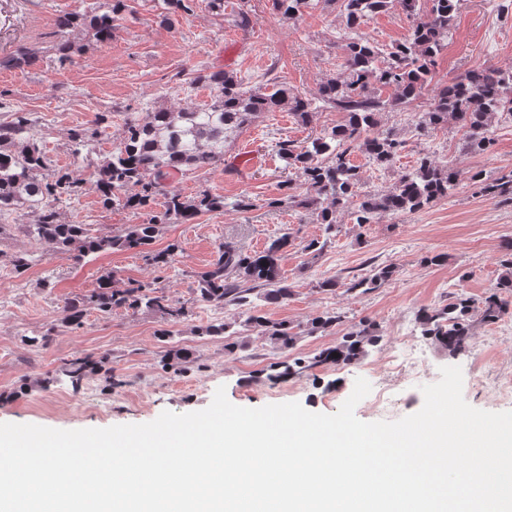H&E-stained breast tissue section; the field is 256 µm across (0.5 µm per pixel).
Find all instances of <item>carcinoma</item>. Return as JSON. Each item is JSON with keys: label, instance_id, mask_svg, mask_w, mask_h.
Segmentation results:
<instances>
[{"label": "carcinoma", "instance_id": "carcinoma-1", "mask_svg": "<svg viewBox=\"0 0 512 512\" xmlns=\"http://www.w3.org/2000/svg\"><path fill=\"white\" fill-rule=\"evenodd\" d=\"M399 2L415 19L411 34L403 42L380 46L357 29L371 15L386 12ZM339 10L349 30L345 41V70L322 81L314 93L303 94L286 82L247 90L238 77L228 71L201 73L197 80L214 90L210 102L194 108H160L142 119L128 118L122 139L113 145L97 170V186L103 205L118 203L128 209L142 210L164 198L163 210L148 215L147 222L132 224L124 233L112 235L94 230L88 224H70L61 218L58 205L72 198L74 182L68 173L51 169L50 159L37 142L32 121L25 112H16L11 121L0 123V212L25 206L34 217L26 228L34 233L48 254L78 251L79 256L114 250H145L156 239L164 224H191L202 213L221 210L224 199L206 191L186 198L167 189L174 174L208 171L224 163V144L230 135L250 125L261 112L286 108L305 124L312 112L333 109L344 113L343 123L303 146L290 140L275 144L285 166L294 170L296 181L310 193L294 191L292 181L284 182L283 196L268 203L270 207L302 208L322 225V239L313 238L303 246L305 266L317 263L331 238L339 232L337 214L353 206L351 216L358 226L374 224L382 214L416 212L448 196L457 185L468 182L479 193L512 195V170L488 181L480 172L471 173L444 162L431 154L419 157L416 164L396 174L391 187L382 192H360L364 174L353 163L354 151L363 153L380 169L393 167L405 147V141L392 129H380L381 114L404 110L427 99L426 109L414 123L421 134L431 128L453 125L463 131L461 151L483 155L494 145V123L512 121V72L478 64L449 83L432 85L436 56L454 20L455 0H428L423 9L419 0H272L273 11L288 19L315 8L317 4ZM125 0H98L83 16L62 14L56 22L57 40L51 50L59 63L72 61L77 50L69 35L80 30L97 44L112 38L115 22L125 11ZM43 50L22 46L0 58L1 69H23L38 61ZM395 90L392 98L382 97V89ZM105 118H95L93 126L74 134L73 139L89 142L106 136ZM291 234L269 239L261 251L247 252L231 242L221 244L209 267L197 274L198 300L233 306L238 309L228 322L211 324L202 330L206 336H238L239 325L278 350L291 352L302 332L286 322L273 321L251 306L257 296L269 304L288 301L293 286L282 273L281 256L292 246ZM504 269L498 291L480 300L465 293L453 297L440 309H423L417 315L422 335L455 358L470 349L475 317L493 323L504 312L512 296V245L500 260ZM395 273L384 265L349 283L348 289L370 292L381 287ZM115 276L107 273L90 293L65 301L68 324L81 326L84 313L95 309L104 315L115 308L142 307L157 311L165 324L188 317L187 308L174 302L149 284L134 282L123 289L112 287ZM342 322L336 312H326L306 325V333L329 331ZM377 336L364 325L351 331L336 345L314 353L313 357H288L274 365L275 377L286 378L306 368L324 364H350L368 354ZM338 357H333V354ZM198 365L195 353L187 349L169 352L166 367L185 373ZM98 368L89 356L69 360L66 375L73 386L81 384L87 373Z\"/></svg>", "mask_w": 512, "mask_h": 512}]
</instances>
